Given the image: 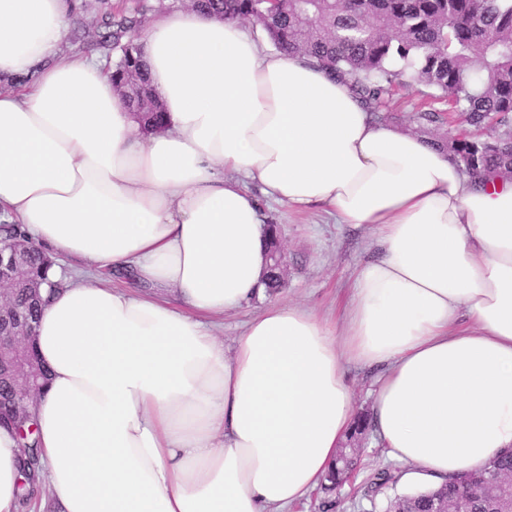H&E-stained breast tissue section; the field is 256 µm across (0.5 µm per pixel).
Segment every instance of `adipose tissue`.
I'll return each mask as SVG.
<instances>
[{"instance_id": "ef3b65f1", "label": "adipose tissue", "mask_w": 512, "mask_h": 512, "mask_svg": "<svg viewBox=\"0 0 512 512\" xmlns=\"http://www.w3.org/2000/svg\"><path fill=\"white\" fill-rule=\"evenodd\" d=\"M78 5L0 0V78L36 75L0 94V218L138 285L50 272L31 412L57 512H282L351 431L349 365L383 368L371 413L406 485L512 449V180L474 184L347 79L193 9L145 40L166 128L143 137L105 62L58 53ZM267 200L373 230L380 253L342 330L273 302L228 348L225 313L265 291ZM18 459L0 427V512Z\"/></svg>"}]
</instances>
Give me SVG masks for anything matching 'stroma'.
<instances>
[{"label": "stroma", "instance_id": "1", "mask_svg": "<svg viewBox=\"0 0 512 512\" xmlns=\"http://www.w3.org/2000/svg\"><path fill=\"white\" fill-rule=\"evenodd\" d=\"M425 98L422 86L395 87L387 110L388 125L416 129L414 115ZM268 215L280 228L288 260L285 284L276 293V300L304 305L318 317L329 320L334 328H341L355 272L378 253L371 234L337 223L321 210L298 211L272 202ZM405 469V464L388 457L375 430H368L353 483L345 484L337 492L314 488L290 503L285 512H384L388 498L408 491L401 480ZM381 473L391 475L392 480L378 488L374 481Z\"/></svg>", "mask_w": 512, "mask_h": 512}]
</instances>
